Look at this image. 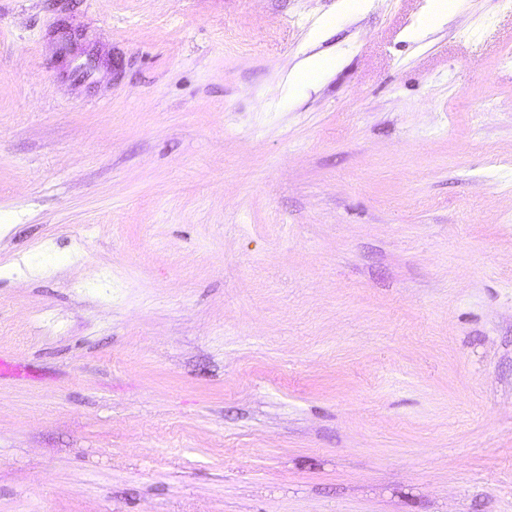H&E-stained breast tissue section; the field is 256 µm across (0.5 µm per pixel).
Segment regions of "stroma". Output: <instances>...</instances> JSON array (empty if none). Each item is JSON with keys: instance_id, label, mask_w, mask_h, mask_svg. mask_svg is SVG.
Masks as SVG:
<instances>
[{"instance_id": "obj_1", "label": "stroma", "mask_w": 512, "mask_h": 512, "mask_svg": "<svg viewBox=\"0 0 512 512\" xmlns=\"http://www.w3.org/2000/svg\"><path fill=\"white\" fill-rule=\"evenodd\" d=\"M335 2L0 0V512H512V13ZM339 63L338 57H310L299 62L288 74L285 84L288 99L314 87L322 77Z\"/></svg>"}]
</instances>
